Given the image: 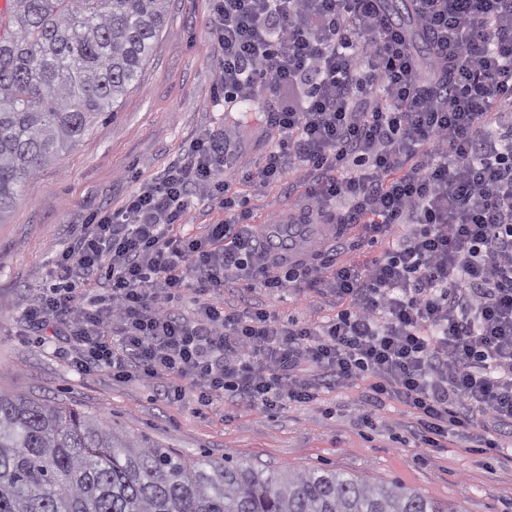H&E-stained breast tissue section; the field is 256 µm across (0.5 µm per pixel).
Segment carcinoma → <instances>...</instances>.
<instances>
[{
  "instance_id": "1",
  "label": "carcinoma",
  "mask_w": 512,
  "mask_h": 512,
  "mask_svg": "<svg viewBox=\"0 0 512 512\" xmlns=\"http://www.w3.org/2000/svg\"><path fill=\"white\" fill-rule=\"evenodd\" d=\"M0 218L140 84L168 0H5ZM0 512H460L336 469L173 453L71 403L0 392Z\"/></svg>"
}]
</instances>
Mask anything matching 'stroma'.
<instances>
[{
	"mask_svg": "<svg viewBox=\"0 0 512 512\" xmlns=\"http://www.w3.org/2000/svg\"><path fill=\"white\" fill-rule=\"evenodd\" d=\"M209 9V0H170L140 85L113 116L45 164L0 219V391L72 402L180 454L230 455L291 470L333 468L404 485L459 512H512V463L505 459L478 454L461 436L421 458L408 429L412 415L396 401L382 405L376 428L361 426L367 381L324 388L329 416L311 404L265 412L242 405L228 412L220 400L198 412L163 399L161 380L136 373L118 380L104 367L77 369L65 327L37 331L22 323L27 300L41 292L82 224L99 209L119 208L142 180L159 174L206 129L241 130L224 177L247 199L253 223L276 224L306 206L302 173L262 187L241 177L261 163L278 134L265 113L244 112L239 104L225 108ZM224 305L265 307L316 326L341 308L323 288L274 298L238 285L225 288Z\"/></svg>",
	"mask_w": 512,
	"mask_h": 512,
	"instance_id": "35a3bbf8",
	"label": "stroma"
}]
</instances>
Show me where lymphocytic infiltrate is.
<instances>
[{
    "label": "lymphocytic infiltrate",
    "mask_w": 512,
    "mask_h": 512,
    "mask_svg": "<svg viewBox=\"0 0 512 512\" xmlns=\"http://www.w3.org/2000/svg\"><path fill=\"white\" fill-rule=\"evenodd\" d=\"M209 2L225 106L263 99L278 131L248 180L304 171L308 203L289 223L401 243L343 265L266 259L224 178L232 134L207 130L97 212L25 321L66 326L82 366L168 379L167 399L190 393L200 410L319 404L310 366L341 388L369 379L364 427L392 399L415 415L416 447L461 431L498 451L493 432L512 426V0H411L409 28L388 0ZM196 199L225 211L201 236L182 231ZM75 281L103 292L80 299ZM240 282L274 297L324 283L345 307L320 326L225 308ZM188 294L191 319L173 308Z\"/></svg>",
    "instance_id": "lymphocytic-infiltrate-1"
}]
</instances>
